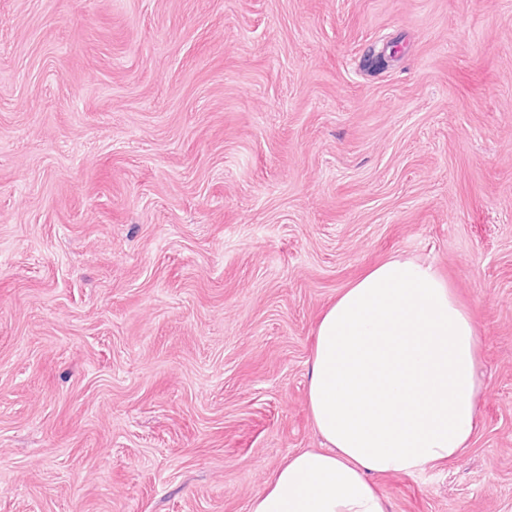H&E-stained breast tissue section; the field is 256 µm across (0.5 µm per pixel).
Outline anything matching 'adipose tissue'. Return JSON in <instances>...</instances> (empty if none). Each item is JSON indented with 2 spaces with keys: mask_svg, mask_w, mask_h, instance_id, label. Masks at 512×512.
Here are the masks:
<instances>
[{
  "mask_svg": "<svg viewBox=\"0 0 512 512\" xmlns=\"http://www.w3.org/2000/svg\"><path fill=\"white\" fill-rule=\"evenodd\" d=\"M479 349L431 264L395 256L370 269L317 324L308 411L324 445L288 456L249 512H388L373 475H420L467 449Z\"/></svg>",
  "mask_w": 512,
  "mask_h": 512,
  "instance_id": "obj_1",
  "label": "adipose tissue"
}]
</instances>
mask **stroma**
<instances>
[{
  "label": "stroma",
  "instance_id": "obj_1",
  "mask_svg": "<svg viewBox=\"0 0 512 512\" xmlns=\"http://www.w3.org/2000/svg\"><path fill=\"white\" fill-rule=\"evenodd\" d=\"M393 256L484 391L388 512H512V0H0V512H249Z\"/></svg>",
  "mask_w": 512,
  "mask_h": 512
}]
</instances>
